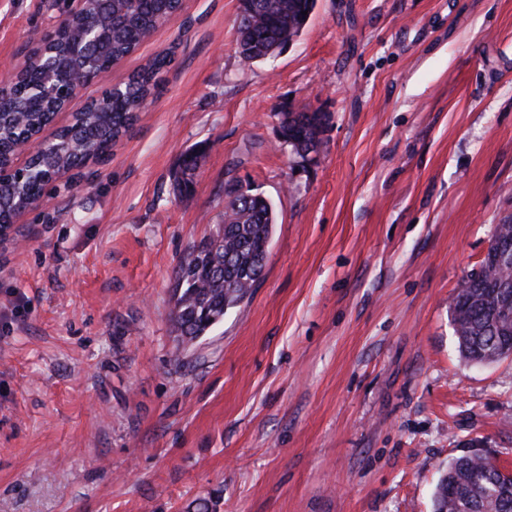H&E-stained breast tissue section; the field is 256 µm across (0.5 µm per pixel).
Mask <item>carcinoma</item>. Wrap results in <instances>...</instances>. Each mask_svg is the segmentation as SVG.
<instances>
[{"label":"carcinoma","instance_id":"carcinoma-1","mask_svg":"<svg viewBox=\"0 0 512 512\" xmlns=\"http://www.w3.org/2000/svg\"><path fill=\"white\" fill-rule=\"evenodd\" d=\"M316 0H239L237 42L242 60L251 64L296 39L315 8ZM112 44L104 55L91 49L88 57L97 68L105 69L132 54L142 40L157 29L161 18L175 13L180 0H124ZM98 13L76 14L70 26L61 30L46 51L58 60L50 79L32 62L25 75L13 84L0 101V163L8 165L12 148L42 132L53 122V115L74 90L66 82L68 70L80 63L72 51L73 35L96 23ZM171 52L157 54L141 70L122 84V92L105 91L97 99L98 109L78 112L72 124L54 135L52 145L42 155L31 158L25 175L0 178V227L11 224L14 215L40 200L46 184L43 175L67 171L99 156L103 147L114 144L135 122L137 114L160 85V74L172 65ZM49 81L54 95L44 94ZM324 115L301 111L296 123L288 125V144L295 153L320 137ZM198 157L183 159L182 179L175 180L183 192L193 183ZM224 237L204 238L175 270L173 319L179 335L193 340L224 319V311L242 302L260 279L272 238L276 212L265 198L242 192L233 185L224 187ZM512 277V267L484 270V280L474 286L464 280L454 298L452 321L461 355L470 362L484 357L496 346L495 338L512 336V320H497L498 297L491 295L497 280ZM507 481L500 467L464 455L448 461L434 494V512H512V494H492Z\"/></svg>","mask_w":512,"mask_h":512}]
</instances>
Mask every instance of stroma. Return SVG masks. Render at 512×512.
Instances as JSON below:
<instances>
[{
  "label": "stroma",
  "instance_id": "1",
  "mask_svg": "<svg viewBox=\"0 0 512 512\" xmlns=\"http://www.w3.org/2000/svg\"><path fill=\"white\" fill-rule=\"evenodd\" d=\"M78 6L0 0V77ZM238 6L183 0L55 120L173 51L110 154L0 237V512H433L452 457L512 468V355L466 361L451 323L512 217V0H317L250 66ZM302 110L314 164L281 138ZM230 179L276 209L263 276L184 342L173 271ZM298 115L296 123L289 124L285 121L281 125V137L285 143L292 147V150L302 158L310 162H317L320 159L321 146L320 143H314L309 146V149L301 154L300 149L307 142L318 138L321 141L320 135L324 126V115L321 112L301 111L295 112ZM288 127V137L285 128Z\"/></svg>",
  "mask_w": 512,
  "mask_h": 512
}]
</instances>
